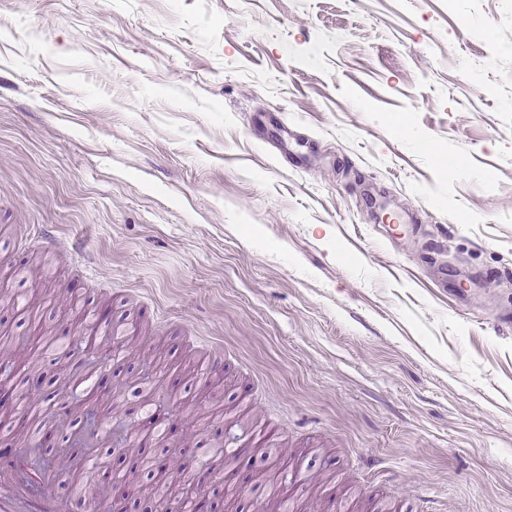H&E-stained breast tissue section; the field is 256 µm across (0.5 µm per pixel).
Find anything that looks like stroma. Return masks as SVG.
<instances>
[{"mask_svg":"<svg viewBox=\"0 0 512 512\" xmlns=\"http://www.w3.org/2000/svg\"><path fill=\"white\" fill-rule=\"evenodd\" d=\"M0 286L249 412L180 467L275 425L293 512H512V0H0Z\"/></svg>","mask_w":512,"mask_h":512,"instance_id":"35a3bbf8","label":"stroma"}]
</instances>
